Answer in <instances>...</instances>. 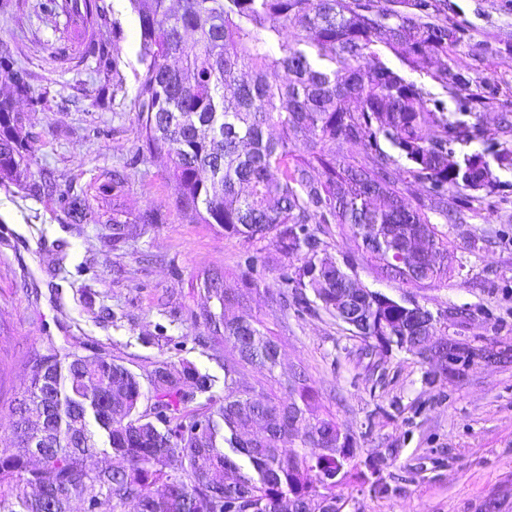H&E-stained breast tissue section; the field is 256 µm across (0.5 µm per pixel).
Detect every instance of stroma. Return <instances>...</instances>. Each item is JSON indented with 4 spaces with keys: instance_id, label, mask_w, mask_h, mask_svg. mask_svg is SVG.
<instances>
[{
    "instance_id": "obj_1",
    "label": "stroma",
    "mask_w": 512,
    "mask_h": 512,
    "mask_svg": "<svg viewBox=\"0 0 512 512\" xmlns=\"http://www.w3.org/2000/svg\"><path fill=\"white\" fill-rule=\"evenodd\" d=\"M450 20L471 29L458 54L470 78L495 86V111L484 118L499 138L496 111H512V0H446ZM37 0L0 9V50L27 72V100L0 81L22 117L21 137L36 161L23 182H0V456L17 439L11 412L28 381L29 360L48 345L84 352L93 345L145 375L161 359L189 361L212 379L189 411L222 401L223 341L208 338L205 318L216 303L196 286L211 268L225 288L246 292L248 311L278 340L279 373L303 368L323 413L352 434L360 460L382 471L380 486L338 487L343 512H512V362L474 365L463 375L430 381L412 354H364L363 343L316 305L283 304L289 260L275 246L246 243L197 223L172 195L164 161L137 136L129 98L112 94V68L73 51L65 17L37 18ZM125 30L127 88L138 66L137 23L126 0H104ZM125 179L123 210H151L158 223L112 239V176ZM494 196L473 202L458 224L443 225L455 271L442 284L403 288L362 259L338 225H322V249L353 264L367 288L407 297L432 312L465 308L449 322L450 338L475 346L512 345V171L499 172ZM68 193L95 216L72 223L59 203Z\"/></svg>"
}]
</instances>
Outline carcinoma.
Masks as SVG:
<instances>
[{
    "instance_id": "carcinoma-1",
    "label": "carcinoma",
    "mask_w": 512,
    "mask_h": 512,
    "mask_svg": "<svg viewBox=\"0 0 512 512\" xmlns=\"http://www.w3.org/2000/svg\"><path fill=\"white\" fill-rule=\"evenodd\" d=\"M139 28L131 105L149 152L167 159L171 189L200 224L247 242L267 241L301 260L285 283L310 291L347 325L368 354L405 350L432 312L369 288L326 255L322 224L348 230L363 257L406 288L451 277L448 236L432 222L458 224L474 193L499 187L494 169L512 170V140L481 151L462 147L484 137L495 87L471 88L448 50L469 44V29L448 21L440 0H127ZM37 14H63L82 33L107 21L101 0H39ZM112 53L84 41L83 53L112 56V96L126 92L120 73L123 29L112 18ZM196 34L193 42L184 33ZM396 57L426 74L450 100L408 80L385 61ZM177 58L181 66L169 64ZM0 78L31 108L26 71L0 52ZM453 107H448V102ZM20 113L0 100V179L21 181L34 160L19 138ZM350 144L354 154L336 146ZM420 185L413 206L404 193ZM129 222L112 211V237ZM208 271L198 288L217 302L210 334L224 339L230 393L203 413L187 404L212 379L189 362L159 360L140 376L98 349L90 355L47 352L29 360V384L16 408L15 452L0 457V512H339L336 488L365 481L357 463L323 437L348 433L321 413L305 371L276 375L279 345L245 307V294ZM453 355L473 362L467 345L417 348L432 379L448 377ZM265 372L238 387L237 374ZM94 420L111 462L90 468Z\"/></svg>"
}]
</instances>
